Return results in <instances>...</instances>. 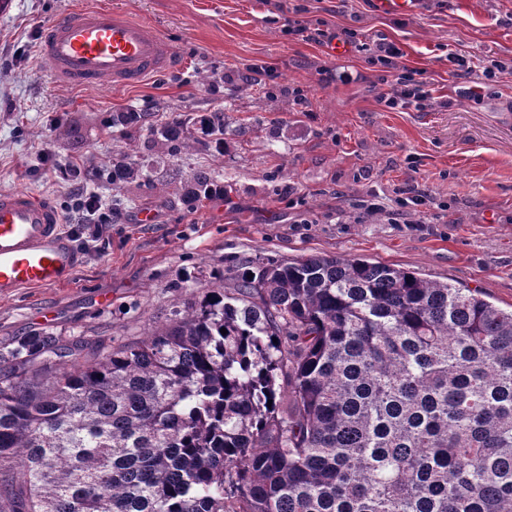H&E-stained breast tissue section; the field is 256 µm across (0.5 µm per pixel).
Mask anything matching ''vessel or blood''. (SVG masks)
<instances>
[{"label": "vessel or blood", "mask_w": 512, "mask_h": 512, "mask_svg": "<svg viewBox=\"0 0 512 512\" xmlns=\"http://www.w3.org/2000/svg\"><path fill=\"white\" fill-rule=\"evenodd\" d=\"M37 54L52 82L80 88L133 86L176 61L172 43L149 20L106 6L68 10L42 32ZM79 266L52 200L0 193V297L69 283Z\"/></svg>", "instance_id": "obj_1"}]
</instances>
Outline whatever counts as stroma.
<instances>
[{
    "label": "stroma",
    "mask_w": 512,
    "mask_h": 512,
    "mask_svg": "<svg viewBox=\"0 0 512 512\" xmlns=\"http://www.w3.org/2000/svg\"><path fill=\"white\" fill-rule=\"evenodd\" d=\"M113 3L158 26L175 67L127 88L51 82L35 55L43 27L70 7ZM293 18L354 32L358 44L335 54L289 36ZM381 40L423 72L433 106L380 103L381 72L361 46ZM499 62L512 63V0H416L404 12L377 0H10L0 12V192L28 189L68 212L76 164L97 172L92 188L111 201L103 175L119 158L116 112L194 117L223 106L246 132L221 156L200 145L158 165L139 156L155 179H185L201 165L223 171L222 191L197 206L183 182L164 191L129 183L102 240L67 225L81 256L70 283L0 298V341L48 332L132 343L164 322L185 286L257 257L365 258L512 309V121L502 119L512 113V72L483 86ZM251 64L272 67L269 88L223 84ZM474 86L479 94L468 95ZM296 88L306 105L294 104ZM60 119L71 138L52 134ZM275 124L283 139L272 146ZM408 185L424 191L423 204L401 198Z\"/></svg>",
    "instance_id": "obj_1"
}]
</instances>
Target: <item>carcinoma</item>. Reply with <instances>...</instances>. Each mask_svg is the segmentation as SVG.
I'll use <instances>...</instances> for the list:
<instances>
[{"label":"carcinoma","instance_id":"obj_1","mask_svg":"<svg viewBox=\"0 0 512 512\" xmlns=\"http://www.w3.org/2000/svg\"><path fill=\"white\" fill-rule=\"evenodd\" d=\"M190 123L227 148L225 109L113 113L112 191L149 180L140 147L193 150ZM0 512H512V311L380 262L256 258L136 344H1Z\"/></svg>","mask_w":512,"mask_h":512}]
</instances>
